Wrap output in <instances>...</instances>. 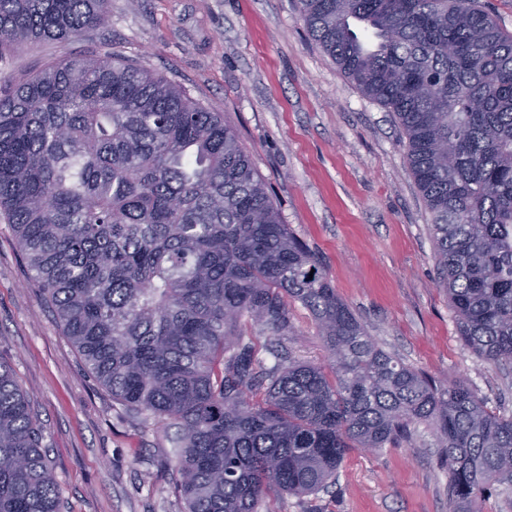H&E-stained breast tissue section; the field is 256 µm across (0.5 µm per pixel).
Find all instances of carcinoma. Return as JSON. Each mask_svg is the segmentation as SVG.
Listing matches in <instances>:
<instances>
[{"mask_svg": "<svg viewBox=\"0 0 512 512\" xmlns=\"http://www.w3.org/2000/svg\"><path fill=\"white\" fill-rule=\"evenodd\" d=\"M110 0H0V57L68 41ZM314 41L394 113L460 339L512 366V32L479 0H298ZM0 217L99 384L176 429L187 512L316 495L351 448L428 424L449 512L512 484V416L380 349L281 222L224 113L112 56L65 58L0 99ZM329 363L294 358L291 306ZM275 363L268 367L260 352ZM27 392L0 361V512H61Z\"/></svg>", "mask_w": 512, "mask_h": 512, "instance_id": "carcinoma-1", "label": "carcinoma"}]
</instances>
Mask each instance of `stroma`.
Listing matches in <instances>:
<instances>
[{
	"label": "stroma",
	"instance_id": "stroma-1",
	"mask_svg": "<svg viewBox=\"0 0 512 512\" xmlns=\"http://www.w3.org/2000/svg\"><path fill=\"white\" fill-rule=\"evenodd\" d=\"M141 62L224 115L282 223L321 260L337 295L385 352L428 376L461 378L512 416V369L479 361L436 288L431 216L392 112L364 96L309 36L297 0H110L107 27L34 42L0 57V88L64 56ZM290 345L327 353L302 307ZM0 361L28 393L62 512H184L173 450L88 372L0 220ZM272 512H448V467L431 430L350 451L335 485L280 494Z\"/></svg>",
	"mask_w": 512,
	"mask_h": 512
}]
</instances>
